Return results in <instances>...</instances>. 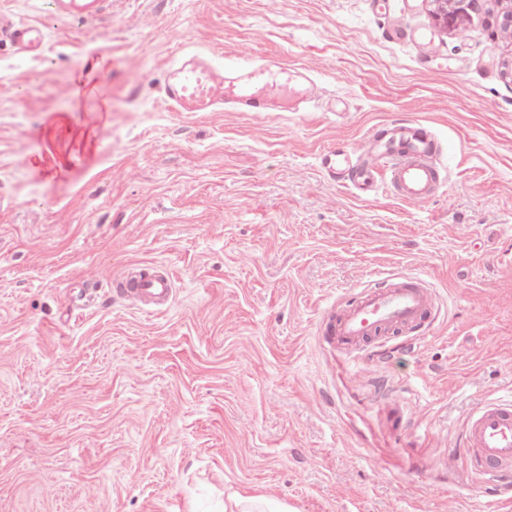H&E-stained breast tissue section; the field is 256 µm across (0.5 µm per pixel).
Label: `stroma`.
<instances>
[{
  "mask_svg": "<svg viewBox=\"0 0 512 512\" xmlns=\"http://www.w3.org/2000/svg\"><path fill=\"white\" fill-rule=\"evenodd\" d=\"M481 0L458 29L427 0H41L0 15V512H224L233 492L293 512H512L448 464L484 401L512 390V31ZM316 66L304 112H175L169 66ZM92 93L73 96L74 80ZM91 131L56 167L49 122ZM414 122L447 182L424 206L320 155ZM159 266L165 312L95 271ZM447 306L368 363L320 323L382 275ZM43 2L47 11L54 17L87 22L102 13L105 0H44ZM0 32L22 52L40 54L47 44L48 32L43 24H15L10 19L0 17Z\"/></svg>",
  "mask_w": 512,
  "mask_h": 512,
  "instance_id": "obj_1",
  "label": "stroma"
}]
</instances>
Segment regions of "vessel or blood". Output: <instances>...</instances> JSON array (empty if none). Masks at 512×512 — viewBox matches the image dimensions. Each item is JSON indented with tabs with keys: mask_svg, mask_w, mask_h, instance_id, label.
<instances>
[{
	"mask_svg": "<svg viewBox=\"0 0 512 512\" xmlns=\"http://www.w3.org/2000/svg\"><path fill=\"white\" fill-rule=\"evenodd\" d=\"M105 0H44L54 17L77 22L97 18ZM0 33L22 52L40 54L48 39L41 24H16L0 17ZM302 104L317 97L309 69L281 64L247 63L232 69L219 68L192 55L173 64L165 77L164 96L178 112H272L290 84ZM383 162L397 196L423 206L435 196L443 179L433 160V139L414 129L408 132L400 153H393L382 134L371 132L360 145L324 151L320 166L329 175H344L361 161ZM171 275L151 274L129 290L126 299L136 306H165L172 298ZM439 319L438 300L417 275H392L365 285L345 305L331 311L323 327L330 347L346 352L382 347L390 341L433 328ZM456 447L481 478L484 489H512V393L485 403L474 411L459 432Z\"/></svg>",
	"mask_w": 512,
	"mask_h": 512,
	"instance_id": "obj_1",
	"label": "vessel or blood"
}]
</instances>
